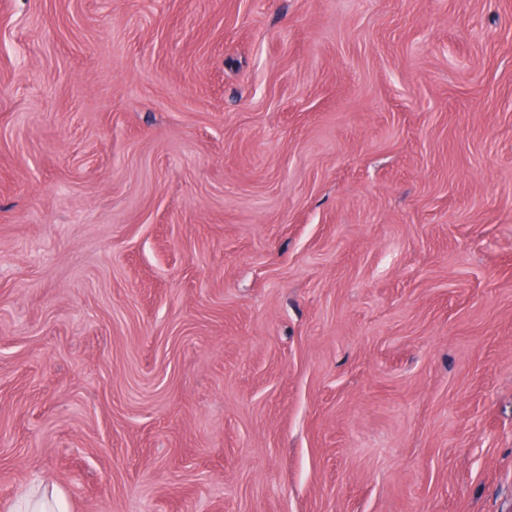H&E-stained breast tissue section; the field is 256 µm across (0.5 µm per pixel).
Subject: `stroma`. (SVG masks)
Instances as JSON below:
<instances>
[{"label": "stroma", "instance_id": "1", "mask_svg": "<svg viewBox=\"0 0 512 512\" xmlns=\"http://www.w3.org/2000/svg\"><path fill=\"white\" fill-rule=\"evenodd\" d=\"M512 512V0H0V505Z\"/></svg>", "mask_w": 512, "mask_h": 512}]
</instances>
